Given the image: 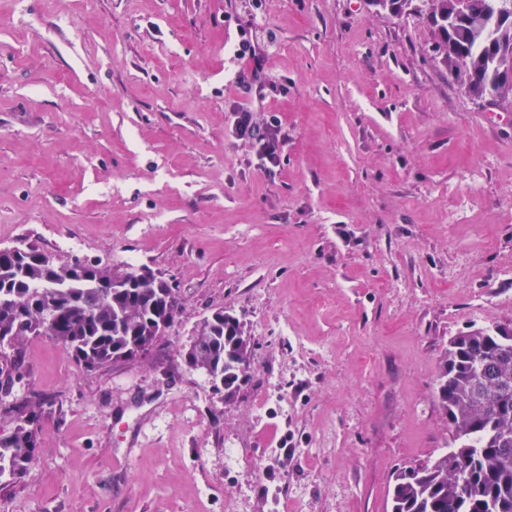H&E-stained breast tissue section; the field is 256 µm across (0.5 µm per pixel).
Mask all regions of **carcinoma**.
Instances as JSON below:
<instances>
[{"instance_id":"cac0c4a2","label":"carcinoma","mask_w":512,"mask_h":512,"mask_svg":"<svg viewBox=\"0 0 512 512\" xmlns=\"http://www.w3.org/2000/svg\"><path fill=\"white\" fill-rule=\"evenodd\" d=\"M412 0H371L399 14ZM433 52L468 90L498 105L512 101V21L471 11L448 17V0H429ZM182 312L177 289L138 267L75 259L58 266L36 247L0 249V375L11 380L33 336H50L87 369L128 359L165 335ZM253 352L233 314L204 319L184 352L186 365L234 398ZM435 398L448 419L450 448L393 478L389 512H512V332L477 329L455 336L440 358ZM44 403L6 406L0 434V486L18 478L38 445Z\"/></svg>"}]
</instances>
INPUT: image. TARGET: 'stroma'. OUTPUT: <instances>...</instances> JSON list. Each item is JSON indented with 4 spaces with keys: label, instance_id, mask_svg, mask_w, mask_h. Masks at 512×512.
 <instances>
[{
    "label": "stroma",
    "instance_id": "35a3bbf8",
    "mask_svg": "<svg viewBox=\"0 0 512 512\" xmlns=\"http://www.w3.org/2000/svg\"><path fill=\"white\" fill-rule=\"evenodd\" d=\"M422 5L0 0V247L146 267L184 306L93 370L29 341L0 401L45 398L39 449L0 512H387L447 448L449 338L512 328V103L431 57ZM238 105L278 119L274 172ZM218 310L255 343L230 401L182 358Z\"/></svg>",
    "mask_w": 512,
    "mask_h": 512
}]
</instances>
